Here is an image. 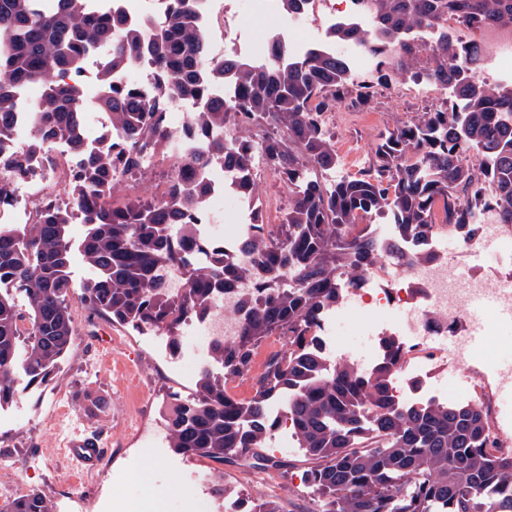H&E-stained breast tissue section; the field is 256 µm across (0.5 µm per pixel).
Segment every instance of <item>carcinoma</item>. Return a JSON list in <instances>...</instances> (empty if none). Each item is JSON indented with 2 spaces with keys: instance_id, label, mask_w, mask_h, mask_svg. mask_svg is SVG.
<instances>
[{
  "instance_id": "obj_1",
  "label": "carcinoma",
  "mask_w": 512,
  "mask_h": 512,
  "mask_svg": "<svg viewBox=\"0 0 512 512\" xmlns=\"http://www.w3.org/2000/svg\"><path fill=\"white\" fill-rule=\"evenodd\" d=\"M87 3L57 0L55 10L45 11L40 0H0V191L19 168L6 122L17 104L15 86L41 82L44 94L27 108L35 120L30 149L64 139L81 159L71 202L84 213L81 254L95 272L75 289L67 206L43 203L37 224H0V278L15 285L10 292L0 289V408L13 402L21 379L44 382L70 351L71 294L116 324L164 331L174 349L179 328L208 314L216 292L259 268L289 282L260 283L244 298L238 335L212 344L196 395L173 392L163 411L169 447L218 464L212 495H232L224 464L255 471L291 467L263 451L277 428L266 406L285 397L309 462L303 484L318 512H512V453L492 445L490 424L476 404L399 405L390 394L401 361L393 338L383 341V359L362 372L325 359L317 335L322 310L376 261L372 218L387 216L400 237L415 240L431 234L439 206L445 223L466 229L467 241L485 211L512 224V86L480 79L471 43L442 26L452 14L469 30L512 29V0H355L370 28L345 21L326 38L360 45L377 60L363 80L349 69L346 55L319 43L288 58L285 38L277 34L263 64L230 54L211 60L210 33L191 0H169L147 32L121 15H94ZM277 4L286 15L302 14L310 0ZM423 30L438 38V54L427 66L415 40ZM99 45L110 53L99 66L102 91L89 99L77 77ZM134 68L149 71L154 95L112 83L113 73ZM402 80L438 84L453 103L381 132L374 161L359 176L331 177L339 158L323 114L339 103L365 108ZM229 83L233 99H210L213 87ZM171 93L198 103L188 131L209 139L207 161L241 174L236 193L253 208L246 263L198 235L194 216L208 186L186 177L196 159L173 168L165 198L114 204L124 183L117 174L141 173L143 155L171 143L163 119ZM92 109L111 114L118 141L110 150L94 151L86 142L82 113ZM250 127L264 136L238 135ZM260 164L288 189V210L273 228L261 221ZM204 247L210 249L205 263L186 262L189 251ZM179 262L185 263V283L174 294L161 276ZM269 336L285 339L286 349L269 356L251 398L230 396L227 382L251 370ZM240 503L242 512H282L273 500ZM0 512L54 507L34 490Z\"/></svg>"
}]
</instances>
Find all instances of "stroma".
Returning <instances> with one entry per match:
<instances>
[{
	"instance_id": "obj_1",
	"label": "stroma",
	"mask_w": 512,
	"mask_h": 512,
	"mask_svg": "<svg viewBox=\"0 0 512 512\" xmlns=\"http://www.w3.org/2000/svg\"><path fill=\"white\" fill-rule=\"evenodd\" d=\"M447 90L412 81L354 109L337 105L326 117L342 161L341 174L368 168L380 132L442 106ZM171 164L158 155L145 176L126 181L120 200L160 199L167 191ZM75 336L70 352L47 381L24 389L0 407V463L15 462L28 490L44 492L56 512H120L125 503L150 502L161 512H190L192 481L209 486L213 465L174 453L168 446L160 407L172 392L193 396L197 373L179 372L180 361L207 364L209 349L197 325L181 330L178 348L160 331L143 333L91 314L71 299ZM97 397V415L86 412L87 396ZM99 435L108 455L88 473L80 498L65 491L74 472L64 441L74 429ZM269 454L294 463L288 473H259L225 467L224 482L250 499H274L284 512H315L301 476L306 467L297 446L282 447L279 437Z\"/></svg>"
}]
</instances>
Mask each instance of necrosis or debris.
<instances>
[{
	"label": "necrosis or debris",
	"instance_id": "necrosis-or-debris-1",
	"mask_svg": "<svg viewBox=\"0 0 512 512\" xmlns=\"http://www.w3.org/2000/svg\"><path fill=\"white\" fill-rule=\"evenodd\" d=\"M271 0H250L249 9L254 18L266 24L267 33H283L294 54H303L308 45L307 34L312 25L309 17L285 16L272 12ZM201 24L211 30L209 53L212 58H223L230 53L255 62L265 61L264 53L257 51L251 32L229 14V0H196ZM475 42L483 57L482 71H500L512 64V32L485 27L477 30ZM15 155L24 172L10 180L8 192L0 198V224H32L40 211L38 204L46 198H57L62 187L70 182L78 169V161L69 148L58 152L62 163L51 166L46 153L30 152L28 142L35 125L31 113L19 110L8 120ZM203 175L211 186L197 215V224L213 223L224 208V198L235 191L234 177L223 167L211 166ZM255 272L253 279L239 287L217 295L216 314L204 327L209 339L228 340L238 330V318L233 311L238 296L252 292L262 279ZM494 295L496 305L481 318H473L470 301L477 296ZM512 313V268L495 271L493 277L469 274L461 277L456 264L442 254H434L430 261L413 266H400L392 258H381L355 287L347 289L343 300L329 308L319 324L321 351L329 360H346L359 369H368L365 358L342 346L336 338L337 326L356 317L360 327L374 328L377 337L398 336L403 352L401 370L403 380L392 385L394 400L411 403L433 396L431 379L434 373L477 365L475 401L488 414L492 436L500 448L512 446V439L503 437L507 425L498 397L503 392L502 370L488 360L485 350L464 348L455 357H447L443 347L448 337L463 339L473 325H480L486 340H494L506 314Z\"/></svg>",
	"mask_w": 512,
	"mask_h": 512
}]
</instances>
